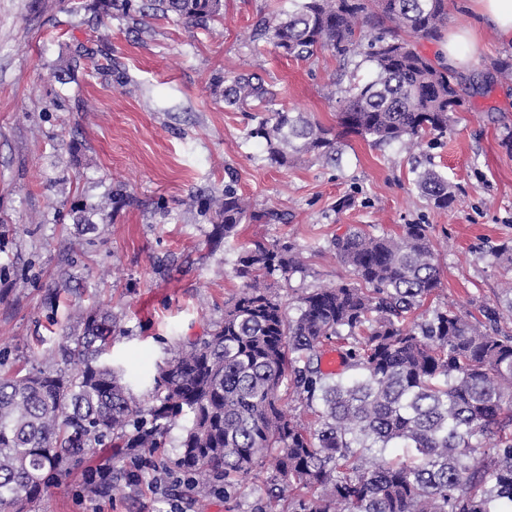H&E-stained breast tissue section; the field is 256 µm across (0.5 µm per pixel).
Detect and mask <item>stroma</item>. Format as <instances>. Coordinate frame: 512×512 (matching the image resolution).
I'll use <instances>...</instances> for the list:
<instances>
[{
    "instance_id": "35a3bbf8",
    "label": "stroma",
    "mask_w": 512,
    "mask_h": 512,
    "mask_svg": "<svg viewBox=\"0 0 512 512\" xmlns=\"http://www.w3.org/2000/svg\"><path fill=\"white\" fill-rule=\"evenodd\" d=\"M82 3L72 14L59 0H0V374L59 364L71 310H107L112 357L139 401L153 405L142 362L163 363L178 342L223 319L241 285V248L255 240L301 252V271L269 279L286 303L349 278L331 242L368 224L380 233L434 225L437 303L473 313L500 293L504 271L485 254L512 245V153L501 146L512 129V81L497 70L512 62V45L469 0H448L447 31L472 30L476 53L454 72L464 102L446 137L409 150L349 134L338 162L285 167L246 140L251 115L225 108L219 81L259 73L288 110L333 127L341 87L370 80V63L345 77L333 51L302 60L253 39L257 14L283 0H224L223 18L204 28L152 17L100 22V0ZM80 46L107 54L111 69L60 84L58 68ZM429 160L455 188L451 209L430 207L413 185L412 166ZM231 173L255 210L278 218L242 221L216 244L202 203ZM85 205L82 225L73 210ZM188 423L185 415L172 423L156 453L106 448L72 463L25 512H167L173 499L183 512H255L274 459L243 478L241 494L225 498L219 479L199 499L178 464ZM137 466L157 488L133 482ZM101 468L118 476L117 491L95 493L90 476Z\"/></svg>"
}]
</instances>
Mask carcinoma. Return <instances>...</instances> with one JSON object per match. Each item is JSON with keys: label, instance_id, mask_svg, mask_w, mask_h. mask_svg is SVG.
Here are the masks:
<instances>
[{"label": "carcinoma", "instance_id": "carcinoma-1", "mask_svg": "<svg viewBox=\"0 0 512 512\" xmlns=\"http://www.w3.org/2000/svg\"><path fill=\"white\" fill-rule=\"evenodd\" d=\"M103 2L122 17L175 16L201 27L224 15V0ZM447 19V0H288V9L258 18L256 38L297 59L325 49L347 62L360 57L374 77L339 100L338 132L277 107L279 92L255 72L224 76V105L254 112L246 139L278 166L332 163L349 133L375 145L443 137L462 99L444 56L429 60L413 39L445 40ZM89 69L100 70L95 53L79 48L61 73ZM413 173L436 209L453 206L455 191L434 164ZM211 210L226 239L247 217L278 219L249 210L231 171ZM433 232L404 224L396 235L351 228L336 236L350 278L301 295L293 315L266 280L301 269V253L288 242H253L224 319L149 374L157 403L146 412L123 370L103 361L112 313L75 309L58 346L64 367L0 376V507L21 512L99 448L161 447L188 413L179 465L201 497L221 476L224 496L236 495L238 477L273 454L259 512L287 490L291 512H512V334L500 330L512 320V283L475 321L452 304L428 305L442 288ZM489 256L512 270V246ZM328 343L341 359L337 373L321 368ZM285 394L311 420L288 414Z\"/></svg>", "mask_w": 512, "mask_h": 512}]
</instances>
